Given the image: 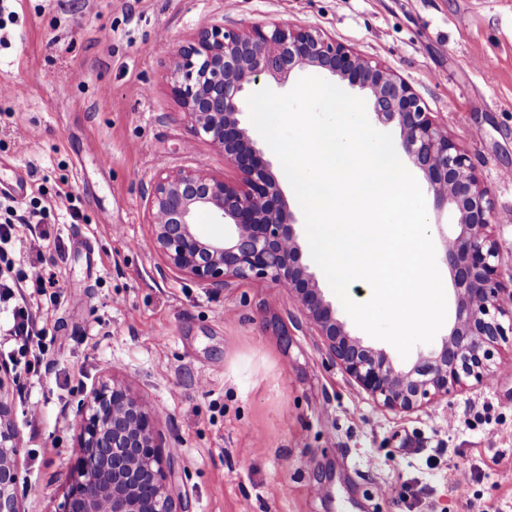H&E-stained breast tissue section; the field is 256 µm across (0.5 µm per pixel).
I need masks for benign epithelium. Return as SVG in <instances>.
Instances as JSON below:
<instances>
[{
	"label": "benign epithelium",
	"mask_w": 512,
	"mask_h": 512,
	"mask_svg": "<svg viewBox=\"0 0 512 512\" xmlns=\"http://www.w3.org/2000/svg\"><path fill=\"white\" fill-rule=\"evenodd\" d=\"M171 95L193 139L224 151L237 178L198 168L160 171L145 184L154 243L167 264L220 291L233 280L261 279L288 290L320 336L331 361L376 405L411 414L472 379L482 384L499 342L512 335V270L492 226L494 203L469 155L445 123L426 111L412 87L353 48L297 23L271 20L243 30L214 24L166 44ZM337 77L367 96L377 120L399 128L400 145L439 205L458 215L444 238L455 292V321L437 348L395 364L347 330L302 262L296 218L287 209L272 164L243 124L249 86L263 76L280 86L301 70ZM202 212L231 233L218 240L194 230ZM0 379V512H23L15 492L21 446ZM79 452L64 474L60 512H190L164 454L150 403L121 383H102L77 408Z\"/></svg>",
	"instance_id": "1"
}]
</instances>
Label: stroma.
Listing matches in <instances>:
<instances>
[{
    "instance_id": "stroma-1",
    "label": "stroma",
    "mask_w": 512,
    "mask_h": 512,
    "mask_svg": "<svg viewBox=\"0 0 512 512\" xmlns=\"http://www.w3.org/2000/svg\"><path fill=\"white\" fill-rule=\"evenodd\" d=\"M0 46V182L40 230L55 296L26 288L53 336L46 371L12 368L24 512H57L83 392L112 380L147 398L191 512H512V338L489 378L409 415L381 411L329 359L285 289L221 291L171 269L142 187L191 142L163 43L208 24L319 30L411 85L469 154L512 265V0H18ZM80 211L68 223L58 190ZM40 412L29 417L27 406Z\"/></svg>"
}]
</instances>
